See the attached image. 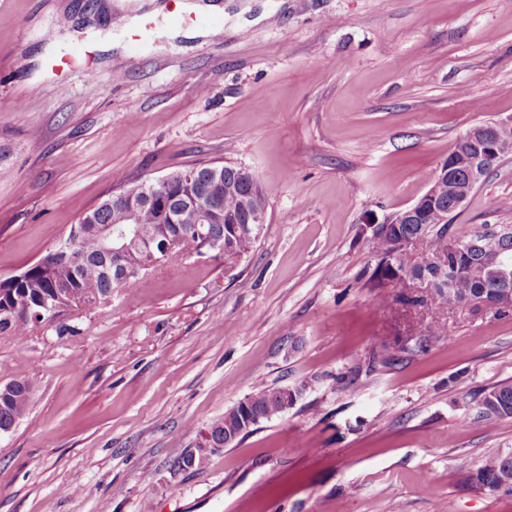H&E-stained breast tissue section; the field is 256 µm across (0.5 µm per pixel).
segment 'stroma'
<instances>
[{
    "label": "stroma",
    "instance_id": "obj_1",
    "mask_svg": "<svg viewBox=\"0 0 512 512\" xmlns=\"http://www.w3.org/2000/svg\"><path fill=\"white\" fill-rule=\"evenodd\" d=\"M177 2L0 0V280L147 178L231 163L267 202L233 277L222 253L178 258L92 311L0 332V387H32L0 433V512H512L476 479L512 457V418L475 399L512 382V318L385 310L365 230L420 199L466 130L512 114V0H219L218 35ZM79 41L89 61L53 75ZM455 222L512 224V156ZM438 323L443 341L355 373ZM261 385L297 398L175 470Z\"/></svg>",
    "mask_w": 512,
    "mask_h": 512
}]
</instances>
